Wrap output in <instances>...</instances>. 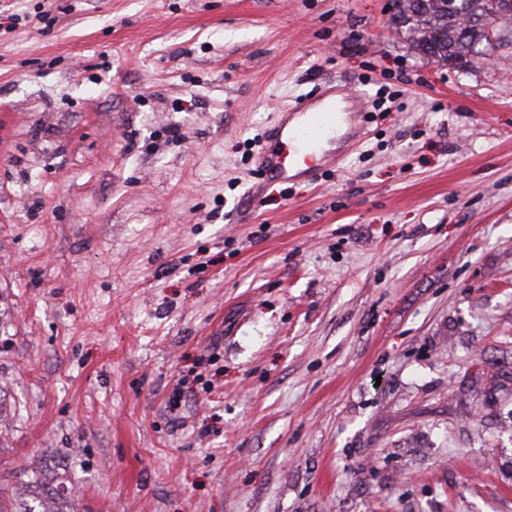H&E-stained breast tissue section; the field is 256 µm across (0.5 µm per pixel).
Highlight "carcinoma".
I'll return each instance as SVG.
<instances>
[{"mask_svg": "<svg viewBox=\"0 0 512 512\" xmlns=\"http://www.w3.org/2000/svg\"><path fill=\"white\" fill-rule=\"evenodd\" d=\"M391 23L405 32L419 55L437 65L467 71L489 57L487 29L512 48V0H394ZM39 507L0 494V512H66L58 487L35 479Z\"/></svg>", "mask_w": 512, "mask_h": 512, "instance_id": "carcinoma-1", "label": "carcinoma"}]
</instances>
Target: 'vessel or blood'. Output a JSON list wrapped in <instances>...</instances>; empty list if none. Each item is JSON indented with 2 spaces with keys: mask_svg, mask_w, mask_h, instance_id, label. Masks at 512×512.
<instances>
[{
  "mask_svg": "<svg viewBox=\"0 0 512 512\" xmlns=\"http://www.w3.org/2000/svg\"><path fill=\"white\" fill-rule=\"evenodd\" d=\"M355 100L354 91L332 85L282 109L268 133L269 147L257 158L264 180L286 184L308 179L315 161L336 166L341 149L353 148L362 135L345 125Z\"/></svg>",
  "mask_w": 512,
  "mask_h": 512,
  "instance_id": "obj_1",
  "label": "vessel or blood"
}]
</instances>
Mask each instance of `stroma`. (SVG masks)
Masks as SVG:
<instances>
[{
	"label": "stroma",
	"instance_id": "stroma-1",
	"mask_svg": "<svg viewBox=\"0 0 512 512\" xmlns=\"http://www.w3.org/2000/svg\"><path fill=\"white\" fill-rule=\"evenodd\" d=\"M393 11L0 0V488L512 512V68L430 63ZM334 81L365 136L258 187Z\"/></svg>",
	"mask_w": 512,
	"mask_h": 512
}]
</instances>
